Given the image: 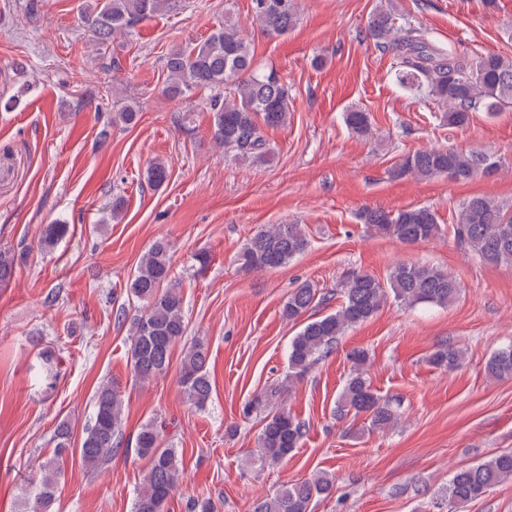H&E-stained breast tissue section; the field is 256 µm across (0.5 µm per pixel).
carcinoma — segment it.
I'll use <instances>...</instances> for the list:
<instances>
[{
	"instance_id": "1",
	"label": "carcinoma",
	"mask_w": 512,
	"mask_h": 512,
	"mask_svg": "<svg viewBox=\"0 0 512 512\" xmlns=\"http://www.w3.org/2000/svg\"><path fill=\"white\" fill-rule=\"evenodd\" d=\"M170 0H96L86 17L98 43L110 46L113 35L129 34L143 19L166 11ZM255 22L269 35H283L297 21L298 0H251ZM366 35L375 46L389 50L396 60V81L403 88L422 92L444 107L448 126L464 129L473 113L483 110L493 115L512 106V58L486 53L474 60L453 46H438L427 32L400 13L393 0L377 7L368 18ZM164 92L178 97L204 87L216 91L210 99L211 135L215 143L233 153L237 160L265 163L273 154L265 130L288 123V87L273 70L254 64L248 41L231 22L215 28L193 47L175 49L164 60ZM232 86L223 93L226 86ZM137 109L124 105L112 116V123L132 125ZM348 129L360 136L372 134L370 113L353 109L344 114ZM501 160L489 151L448 148L418 150L400 159L393 170L397 177L430 179L446 176L459 182L472 181L499 169ZM168 177L162 160L150 163L147 179L155 187ZM361 221L377 234L405 244H417L438 237L441 227L434 210L427 206L387 211L367 208ZM65 231L63 224H47L38 240L40 247L53 244ZM457 238L479 259L512 268V211L492 198L474 196L464 201L456 215ZM308 239L300 224H272L258 230L243 247L239 261L246 271L272 270L285 266L302 253ZM19 265L18 256L0 249V283L9 282ZM171 257L168 244L159 240L142 256L131 277L129 290L144 307L130 320L129 355L135 377L148 382L169 369L171 352L187 332L185 300L176 284L170 283ZM456 276L433 266L413 263L394 265L385 280L362 271L351 272L344 280L342 302L335 311L302 323L288 345V375L278 391H290L303 380L320 358L333 348L348 328L376 315L388 297L408 307H446L460 294ZM327 300L304 283L289 294L281 315L288 321L304 316L313 306ZM465 352L443 345L429 357V363L452 370ZM350 373L340 391L335 416H362L367 431L394 428L399 414L391 402L382 399L369 375L370 357L366 349L354 347L346 353ZM204 340L195 339L184 351L180 385L189 404L206 409L213 384ZM486 374L494 379L512 377V344L488 359ZM125 404L112 383L99 386L93 396V413L83 430L78 448L80 464L97 470L112 460L124 444ZM162 427L154 421L140 428L135 452L148 460V468L137 489L133 512H164L169 498L182 481L181 460L173 448L163 446ZM306 434V424L288 409L269 411L260 433L261 459L278 464L298 448ZM62 470L45 467L38 482L21 489L25 512H54ZM512 479V451L499 453L481 463L455 471L448 482V505L463 506L476 501L496 484ZM333 477L327 473L283 487L270 497L257 499L252 512H310L312 500L331 493Z\"/></svg>"
}]
</instances>
